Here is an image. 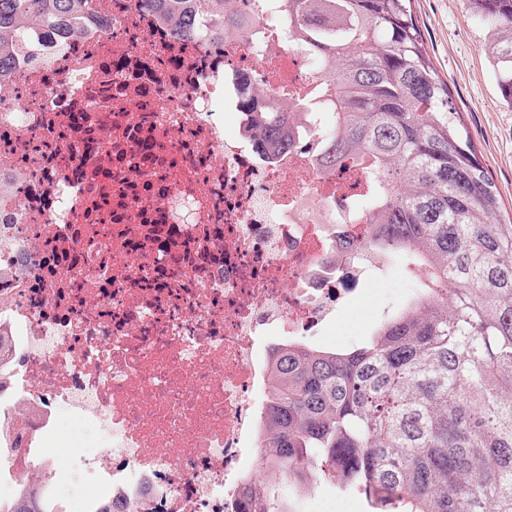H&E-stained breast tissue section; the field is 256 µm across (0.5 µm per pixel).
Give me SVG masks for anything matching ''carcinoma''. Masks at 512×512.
<instances>
[{"instance_id":"cac0c4a2","label":"carcinoma","mask_w":512,"mask_h":512,"mask_svg":"<svg viewBox=\"0 0 512 512\" xmlns=\"http://www.w3.org/2000/svg\"><path fill=\"white\" fill-rule=\"evenodd\" d=\"M138 0L180 39L202 2ZM512 105V0H469ZM297 36L332 74L320 164L366 157L381 181L368 248L404 261L420 295L349 348L281 345L260 427L263 470L301 494L319 480L373 512H512V219L478 158L408 0H283ZM86 0H0V69L25 28H58ZM261 148H286L288 113L245 93ZM244 512H290L271 481L243 486ZM50 494L0 512H59Z\"/></svg>"}]
</instances>
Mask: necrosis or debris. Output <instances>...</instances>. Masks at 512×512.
Here are the masks:
<instances>
[{"mask_svg":"<svg viewBox=\"0 0 512 512\" xmlns=\"http://www.w3.org/2000/svg\"><path fill=\"white\" fill-rule=\"evenodd\" d=\"M246 33L176 39L137 0L81 32L29 30L0 72V478L53 473L61 409L103 428L84 458L122 512H242L270 388L260 336L304 342L391 260L358 250L378 182L316 160L326 66L280 0ZM304 114L256 151L243 81ZM236 119L224 131V115Z\"/></svg>","mask_w":512,"mask_h":512,"instance_id":"obj_1","label":"necrosis or debris"}]
</instances>
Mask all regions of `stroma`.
Segmentation results:
<instances>
[{
  "label": "stroma",
  "instance_id": "1",
  "mask_svg": "<svg viewBox=\"0 0 512 512\" xmlns=\"http://www.w3.org/2000/svg\"><path fill=\"white\" fill-rule=\"evenodd\" d=\"M428 56L448 84L449 99L460 114L489 177L500 196V217L512 216V106L504 102L487 51L488 31L467 0H411ZM409 281L400 274L357 295L326 331V344L344 348L366 338L382 306L397 307L408 295ZM99 429L61 416L58 434L46 443L61 461L50 484L63 506L86 507L107 496L106 485H88L76 462L97 453ZM297 512H371L364 497L317 483L309 497L296 500Z\"/></svg>",
  "mask_w": 512,
  "mask_h": 512
}]
</instances>
